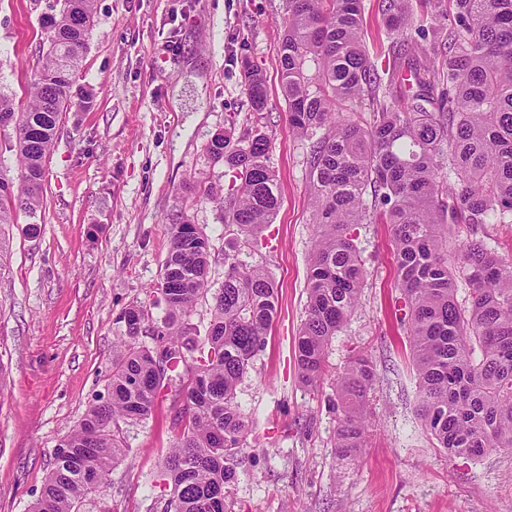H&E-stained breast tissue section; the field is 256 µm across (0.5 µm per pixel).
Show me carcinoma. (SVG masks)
<instances>
[{"label":"carcinoma","instance_id":"obj_1","mask_svg":"<svg viewBox=\"0 0 512 512\" xmlns=\"http://www.w3.org/2000/svg\"><path fill=\"white\" fill-rule=\"evenodd\" d=\"M97 0H55L44 18L47 49L19 105L0 93L11 118L18 181L0 171V227L43 205L44 163L74 90ZM406 0H381L393 64L380 69L363 45V0H288L278 68L292 133L311 140L310 205L315 248L307 275L306 317L296 336L302 381L319 385L325 351L356 308L367 270L349 228L370 212L391 225L395 283L418 380L417 413L453 456L512 450V260L478 243L448 259V223L512 222V0H448L453 23L415 24ZM252 112L250 131L210 139L204 152L235 170L229 197L209 186L203 199L224 209L243 245L258 243L279 209L268 165L271 134L262 122L267 88L241 61ZM406 73L409 93L395 89ZM454 184L442 181L444 167ZM181 214L168 225L169 249L156 291L165 315L133 306L117 318L122 355L112 363L107 397H96L58 443L53 468L31 512H76L123 452L115 429L140 422L160 394L182 400L181 425L164 462L168 512H227L225 489L237 480L251 424L236 389L267 342L278 314L269 273L224 253V283L211 287L212 244L186 232ZM471 287L458 305L457 280ZM213 300L206 336L191 323L197 302ZM150 330L153 347L139 343ZM372 361L350 358L340 377L336 450L362 447L370 419Z\"/></svg>","mask_w":512,"mask_h":512}]
</instances>
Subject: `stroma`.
<instances>
[{
    "label": "stroma",
    "instance_id": "obj_1",
    "mask_svg": "<svg viewBox=\"0 0 512 512\" xmlns=\"http://www.w3.org/2000/svg\"><path fill=\"white\" fill-rule=\"evenodd\" d=\"M380 0H364L365 45L392 61ZM48 0H0V90L23 99L39 66ZM287 0H97L80 69L91 107L72 106L46 161L36 236L28 217L5 227L11 255L0 266V512H29L60 439L81 420L112 374L126 308H163L160 280L170 219L187 213L213 244L211 281H224V248L235 236L201 186L231 188L232 169L204 144L219 129L252 126L242 59L262 70L268 163L280 208L239 258L265 267L279 295L264 349L237 388L252 424L255 458L229 487V512H512V451L478 459L435 447L416 414L417 379L396 310L391 227L356 224L351 235L368 276L359 302L327 349L318 387L301 383L295 337L306 316L316 227L308 197L309 140L288 128L277 67ZM450 238L512 259V223ZM371 357L375 414L363 446L335 450L336 383L350 357ZM180 399L161 395L151 418L121 424L125 449L104 485L78 512H165L162 463L179 433Z\"/></svg>",
    "mask_w": 512,
    "mask_h": 512
}]
</instances>
